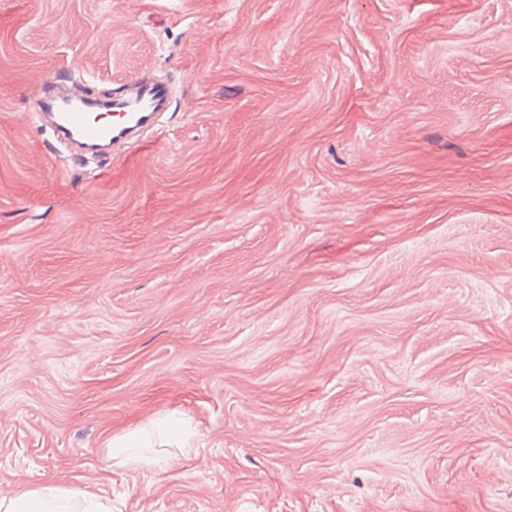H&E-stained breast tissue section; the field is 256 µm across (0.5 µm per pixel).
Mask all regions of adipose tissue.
Segmentation results:
<instances>
[{"mask_svg": "<svg viewBox=\"0 0 512 512\" xmlns=\"http://www.w3.org/2000/svg\"><path fill=\"white\" fill-rule=\"evenodd\" d=\"M183 447L187 429L183 419L168 416L152 420L150 428L136 427L113 435L106 446L108 455L120 466L134 462L148 469L158 459L150 455L154 438ZM0 512H112L109 501L87 496L66 487L42 483L9 494L0 493Z\"/></svg>", "mask_w": 512, "mask_h": 512, "instance_id": "adipose-tissue-1", "label": "adipose tissue"}]
</instances>
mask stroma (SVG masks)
<instances>
[{
  "instance_id": "obj_1",
  "label": "stroma",
  "mask_w": 512,
  "mask_h": 512,
  "mask_svg": "<svg viewBox=\"0 0 512 512\" xmlns=\"http://www.w3.org/2000/svg\"><path fill=\"white\" fill-rule=\"evenodd\" d=\"M67 73L175 97L83 168L29 107ZM49 481L512 512V0H0V491ZM151 427L156 435L161 439H165L166 442H162L160 445L175 444L177 448H185L184 442L187 440V429L183 419L168 416L164 418H158L150 421ZM139 448H155L150 431L145 427H136L112 435V439L106 446V451L114 463L120 466L134 462L142 468L149 469L153 465L159 464L156 455H149L140 451Z\"/></svg>"
}]
</instances>
